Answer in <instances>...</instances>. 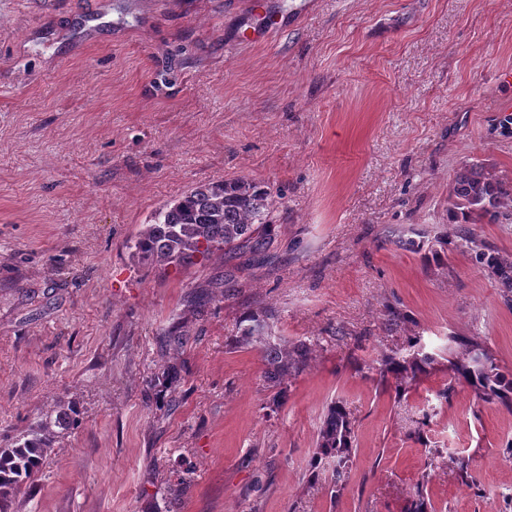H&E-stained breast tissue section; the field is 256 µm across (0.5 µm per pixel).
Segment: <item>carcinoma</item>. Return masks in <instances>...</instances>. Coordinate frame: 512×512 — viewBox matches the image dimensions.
I'll use <instances>...</instances> for the list:
<instances>
[{
	"mask_svg": "<svg viewBox=\"0 0 512 512\" xmlns=\"http://www.w3.org/2000/svg\"><path fill=\"white\" fill-rule=\"evenodd\" d=\"M279 196L261 183L246 177L213 181L193 187L174 202L160 208L153 223L145 225L130 240L133 255L157 266L186 265L193 258L215 252L226 253L245 244L254 252L264 248L260 228L272 223V213ZM452 209L467 224L494 220L501 210L512 208V181L490 175L474 164L461 172L449 197ZM478 259L512 288V264L478 253ZM262 351L267 365V378L275 383L298 368L305 355V345L295 353L284 352L269 342ZM433 357L417 350L409 356L391 357L385 372L399 382L424 371ZM452 369L470 384L486 401L512 403V379L500 372L494 359L477 343L471 344L469 355L450 361ZM74 423L66 410L55 420L45 421L15 442L0 448V512L28 484L39 465L51 453L56 432ZM354 432L344 407L332 405L320 427L313 465L332 469L334 482H339L348 461Z\"/></svg>",
	"mask_w": 512,
	"mask_h": 512,
	"instance_id": "obj_1",
	"label": "carcinoma"
}]
</instances>
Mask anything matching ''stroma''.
<instances>
[{"mask_svg":"<svg viewBox=\"0 0 512 512\" xmlns=\"http://www.w3.org/2000/svg\"><path fill=\"white\" fill-rule=\"evenodd\" d=\"M250 2L0 0V446L78 414L9 512H512V409L448 363L476 342L512 378V289L475 257L512 263V211L448 216L465 167L512 179V0ZM241 177L282 195L262 252L133 257ZM253 316L308 350L279 389ZM336 403L338 486L311 465ZM433 361V357L428 353H423L422 349L414 350L412 354H409V357H390L386 363L385 370H382L380 373H383L384 376L385 372L394 374L396 379L399 380L397 387L402 388V382H405V379L409 378V374L411 378H414L417 373L424 371L426 365ZM353 438L354 432L348 413L344 407L332 405L318 433L313 465L318 468L321 465L323 468H331L335 485L343 476Z\"/></svg>","mask_w":512,"mask_h":512,"instance_id":"1","label":"stroma"}]
</instances>
